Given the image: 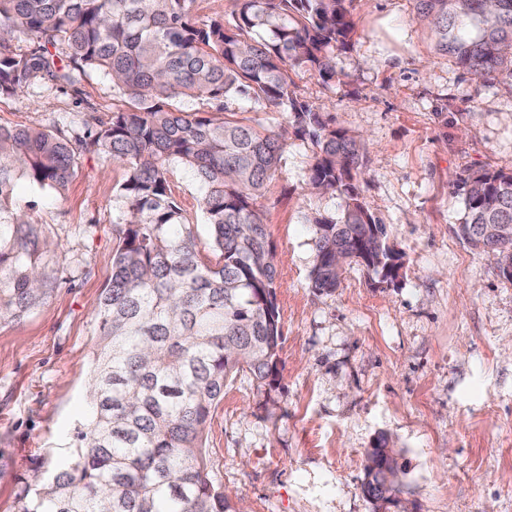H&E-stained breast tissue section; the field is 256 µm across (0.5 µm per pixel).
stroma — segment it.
I'll list each match as a JSON object with an SVG mask.
<instances>
[{
  "label": "stroma",
  "mask_w": 512,
  "mask_h": 512,
  "mask_svg": "<svg viewBox=\"0 0 512 512\" xmlns=\"http://www.w3.org/2000/svg\"><path fill=\"white\" fill-rule=\"evenodd\" d=\"M354 24L335 52L341 84L295 78L298 98L361 140L367 208L399 253L394 280L348 266L333 291L313 288L311 217L340 200L307 188L314 147L296 129L257 206L276 269L283 340L273 385L230 380L206 430L209 475L237 512H373L366 452L392 448L409 512H512V283L493 256L456 233L459 176L512 170V78L476 85L437 52L413 0H348ZM125 102L101 74L80 94L38 82L0 98V126L82 129ZM124 167L78 149L64 195L44 193L37 220L48 303L0 324V512H16L19 478L44 458L66 465L88 398L94 308L112 276L115 192ZM173 198L197 224L204 193L173 164Z\"/></svg>",
  "instance_id": "1"
}]
</instances>
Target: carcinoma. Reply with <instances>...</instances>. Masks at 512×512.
Segmentation results:
<instances>
[{
	"instance_id": "cac0c4a2",
	"label": "carcinoma",
	"mask_w": 512,
	"mask_h": 512,
	"mask_svg": "<svg viewBox=\"0 0 512 512\" xmlns=\"http://www.w3.org/2000/svg\"><path fill=\"white\" fill-rule=\"evenodd\" d=\"M196 0H0V97L47 80L80 90L99 72L126 109L92 131L0 127V323L44 305L35 212L44 191L63 195L76 147L122 164L116 193L112 278L95 309L90 396L94 414L77 431L66 468L49 458L39 479L21 480L16 512H234L209 477L204 435L214 404L238 372L272 385L282 332L275 268L256 201L288 146L269 129L172 107L180 97L229 111L282 112L316 151L307 185L341 199L337 218L318 216L312 287L333 291L346 256L367 274L396 275L386 227L354 184L361 142L336 130L295 94L293 74L342 82L334 50L353 23L346 0H236L226 19L197 20ZM437 49L474 76L512 78V0H414ZM33 46L12 50L15 41ZM204 189L201 211L219 262L204 261L197 228L168 193L171 164ZM27 180L32 198L17 202ZM464 219L456 233L488 251L487 229L512 225V170L459 177ZM362 491L396 504L401 483L392 449L366 454Z\"/></svg>"
}]
</instances>
